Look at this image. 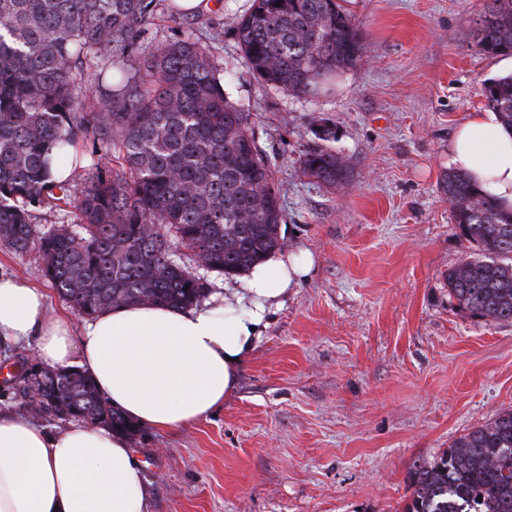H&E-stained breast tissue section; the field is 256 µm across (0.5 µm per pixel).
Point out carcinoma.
Listing matches in <instances>:
<instances>
[{"label": "carcinoma", "mask_w": 512, "mask_h": 512, "mask_svg": "<svg viewBox=\"0 0 512 512\" xmlns=\"http://www.w3.org/2000/svg\"><path fill=\"white\" fill-rule=\"evenodd\" d=\"M164 0H0V242L38 249L45 276L78 311L121 305L188 307L208 288L184 261L207 253L208 272L242 274L281 247L283 210L270 160L247 133L249 113L229 98L205 22L152 46L148 27ZM245 67L264 86L313 99L363 54L358 25L337 0H252L234 26ZM480 51L512 52V0H484ZM96 66L93 93L85 90ZM485 106L512 128V75L490 81ZM93 137L87 165L78 135ZM56 157L68 175L49 171ZM328 185L350 170L319 148L301 160ZM441 190L475 256L448 270V294L475 318L512 320V211L456 169ZM73 210V224L39 232L31 210ZM23 364L14 389L42 414L105 424L133 439L139 428L78 369L61 377ZM404 512H512V410L456 437L411 475Z\"/></svg>", "instance_id": "1"}]
</instances>
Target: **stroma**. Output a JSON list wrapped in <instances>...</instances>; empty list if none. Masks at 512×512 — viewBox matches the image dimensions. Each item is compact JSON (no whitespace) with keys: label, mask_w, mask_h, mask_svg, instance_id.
I'll return each instance as SVG.
<instances>
[{"label":"stroma","mask_w":512,"mask_h":512,"mask_svg":"<svg viewBox=\"0 0 512 512\" xmlns=\"http://www.w3.org/2000/svg\"><path fill=\"white\" fill-rule=\"evenodd\" d=\"M340 3L362 61L314 99L263 87L243 66L233 27L246 0L149 28L153 44L223 17L214 54L233 69L225 90L272 161L285 249L311 251L315 267L271 310L221 408L133 439L147 512H403L416 466L512 409V322L472 317L445 281L473 253L440 190L448 141L502 74L500 56L475 43L482 0ZM322 146L349 165L350 183L302 173ZM0 271L66 308L37 250L0 243Z\"/></svg>","instance_id":"stroma-1"}]
</instances>
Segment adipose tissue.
I'll use <instances>...</instances> for the list:
<instances>
[{"instance_id":"ef3b65f1","label":"adipose tissue","mask_w":512,"mask_h":512,"mask_svg":"<svg viewBox=\"0 0 512 512\" xmlns=\"http://www.w3.org/2000/svg\"><path fill=\"white\" fill-rule=\"evenodd\" d=\"M452 163L512 209V130L472 113L448 143ZM314 266L311 253L268 256L240 289L190 308L117 306L75 327L45 293L0 273V347L33 345L41 364L78 368L144 428H176L223 406L266 318ZM0 512H146V485L127 437L71 421L48 430L0 408Z\"/></svg>"}]
</instances>
